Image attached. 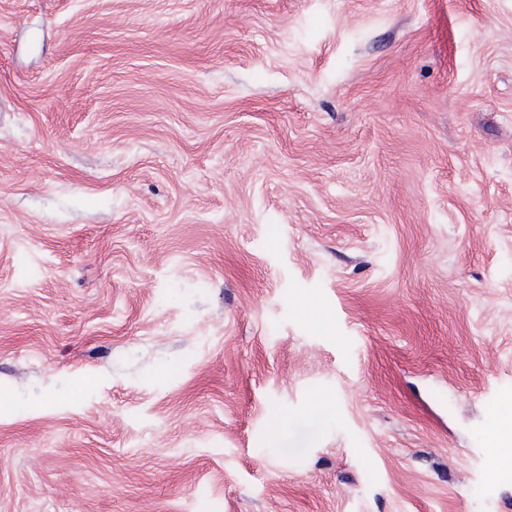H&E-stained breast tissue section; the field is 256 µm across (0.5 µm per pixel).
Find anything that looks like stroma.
<instances>
[{
  "instance_id": "35a3bbf8",
  "label": "stroma",
  "mask_w": 512,
  "mask_h": 512,
  "mask_svg": "<svg viewBox=\"0 0 512 512\" xmlns=\"http://www.w3.org/2000/svg\"><path fill=\"white\" fill-rule=\"evenodd\" d=\"M512 0H0V512H512ZM486 447L490 448L494 468L498 470L512 467V425L510 421L501 423L492 417L487 430Z\"/></svg>"
}]
</instances>
